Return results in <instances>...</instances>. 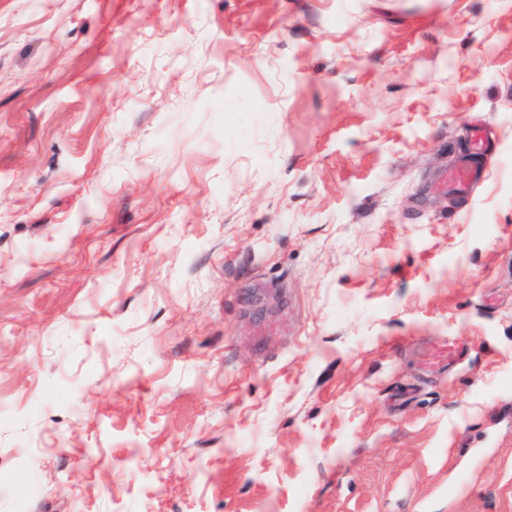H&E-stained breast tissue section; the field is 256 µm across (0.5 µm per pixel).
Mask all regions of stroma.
Instances as JSON below:
<instances>
[{
  "instance_id": "35a3bbf8",
  "label": "stroma",
  "mask_w": 512,
  "mask_h": 512,
  "mask_svg": "<svg viewBox=\"0 0 512 512\" xmlns=\"http://www.w3.org/2000/svg\"><path fill=\"white\" fill-rule=\"evenodd\" d=\"M0 512H512V0H0ZM482 169L473 156L462 158L449 171L446 182L454 186L458 193H467L470 187L480 180ZM463 355V347L454 340H448V344H443L437 348L435 353H430L426 360L425 366L429 369H443L451 366L461 359Z\"/></svg>"
}]
</instances>
